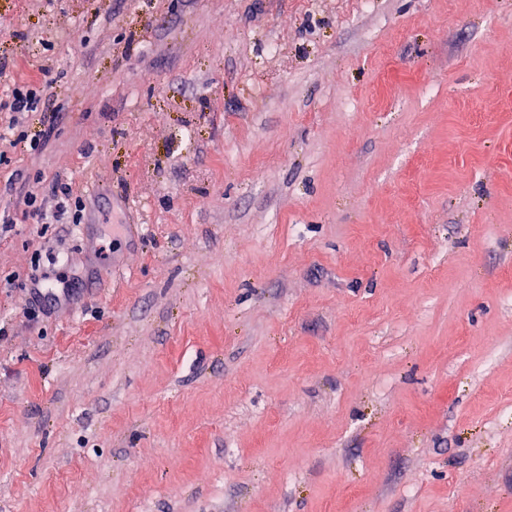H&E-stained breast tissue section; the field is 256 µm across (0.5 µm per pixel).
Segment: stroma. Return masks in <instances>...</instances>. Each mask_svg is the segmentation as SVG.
I'll return each instance as SVG.
<instances>
[{
	"label": "stroma",
	"instance_id": "stroma-1",
	"mask_svg": "<svg viewBox=\"0 0 512 512\" xmlns=\"http://www.w3.org/2000/svg\"><path fill=\"white\" fill-rule=\"evenodd\" d=\"M28 76L0 512H512V0H0ZM54 192L57 197L60 196V199H62L61 202L58 203V212H60L62 215H64L68 211L67 204L70 206L71 209V218H72V224H78L81 223V219L83 218V211L85 210V204L84 201L79 198L75 197L74 201L71 194V187H69L65 183H57L54 187ZM70 201H72L70 203ZM74 207V210H73ZM73 211V212H72Z\"/></svg>",
	"mask_w": 512,
	"mask_h": 512
}]
</instances>
